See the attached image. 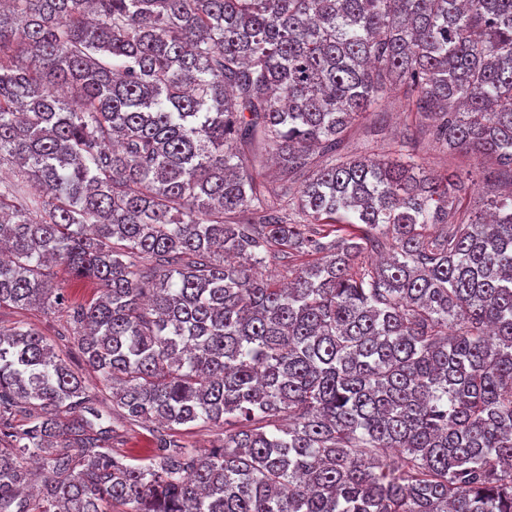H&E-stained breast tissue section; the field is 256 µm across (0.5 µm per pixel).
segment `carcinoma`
Returning <instances> with one entry per match:
<instances>
[{
    "mask_svg": "<svg viewBox=\"0 0 512 512\" xmlns=\"http://www.w3.org/2000/svg\"><path fill=\"white\" fill-rule=\"evenodd\" d=\"M392 91L489 216L345 153ZM4 165L0 308L68 328L0 325V512H512V0H0ZM58 280L65 287V295L73 303H85L97 298L95 288H92L88 283L76 279H72L62 269H57ZM17 320H24L47 337L54 338L56 332L61 331L66 325L67 314L65 311H46L37 307L27 310L0 309L1 324L9 325ZM120 451L128 452L135 459H146L152 451V427L146 424L127 426Z\"/></svg>",
    "mask_w": 512,
    "mask_h": 512,
    "instance_id": "1",
    "label": "carcinoma"
}]
</instances>
